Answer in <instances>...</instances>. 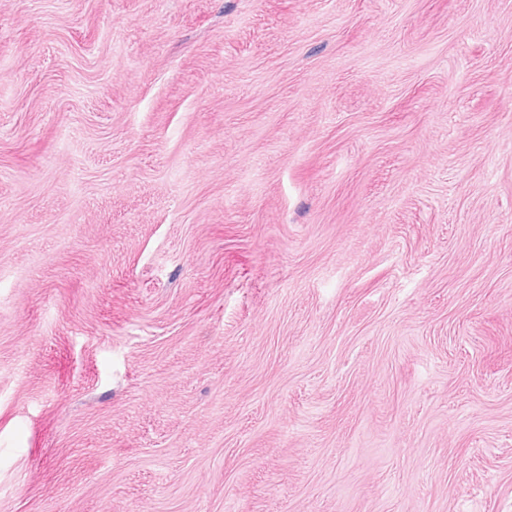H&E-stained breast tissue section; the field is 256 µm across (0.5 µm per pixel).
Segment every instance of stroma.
I'll use <instances>...</instances> for the list:
<instances>
[{"label": "stroma", "instance_id": "obj_1", "mask_svg": "<svg viewBox=\"0 0 512 512\" xmlns=\"http://www.w3.org/2000/svg\"><path fill=\"white\" fill-rule=\"evenodd\" d=\"M0 512H512V0H0Z\"/></svg>", "mask_w": 512, "mask_h": 512}]
</instances>
